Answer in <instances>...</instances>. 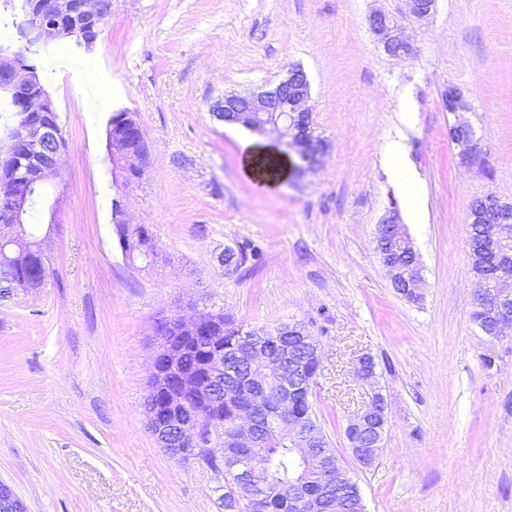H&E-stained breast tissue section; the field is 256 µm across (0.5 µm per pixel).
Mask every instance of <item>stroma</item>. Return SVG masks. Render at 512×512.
I'll use <instances>...</instances> for the list:
<instances>
[{
	"mask_svg": "<svg viewBox=\"0 0 512 512\" xmlns=\"http://www.w3.org/2000/svg\"><path fill=\"white\" fill-rule=\"evenodd\" d=\"M403 0H112L94 51L52 45L39 62L67 141L56 224H38L44 288L0 301V481L27 512H224V475L157 447L144 413L157 321L224 311L252 328L297 320L322 344L314 401L367 512H512V340L472 322L466 244L474 197L512 201V0H436L394 59L367 24ZM311 81L321 166L270 189L243 171L239 130L210 107L270 86L292 65ZM451 86L468 99L451 113ZM135 112L147 159L122 187L106 154L112 112ZM472 126L478 154L450 141ZM402 132L425 223L407 231L423 298L396 293L376 252L403 200L382 167ZM150 228L159 258L129 261L112 223ZM255 255L225 276L228 247ZM384 447L361 466L344 435L372 389ZM448 136L461 152L462 159L471 161L476 155V141L474 131L467 124H456L449 128Z\"/></svg>",
	"mask_w": 512,
	"mask_h": 512,
	"instance_id": "1",
	"label": "stroma"
}]
</instances>
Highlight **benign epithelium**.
I'll use <instances>...</instances> for the list:
<instances>
[{"mask_svg":"<svg viewBox=\"0 0 512 512\" xmlns=\"http://www.w3.org/2000/svg\"><path fill=\"white\" fill-rule=\"evenodd\" d=\"M22 21L19 25L22 44L0 48V91L12 100L21 112H32L35 118L22 127L20 135L7 133L8 146L0 159L11 167V176L0 181V279L11 275L14 266L26 262L33 255L43 254L44 239L28 233L26 216L32 203L44 199L48 187L61 186L65 180L63 155L65 149L53 128L42 122L41 116L56 112L48 91L37 87L35 68L26 62V53L32 47L43 49L64 40H76L90 49L97 45L99 26L112 10V0H20ZM436 0H405L406 15L422 21L435 10ZM371 31L383 51L393 58L408 57L413 53V43L403 32L396 16L385 11H375L368 17ZM308 76L299 65L288 70L286 78L272 87H260L243 93H229L217 100L211 108L216 120L225 124L241 125L249 130L274 133L286 149L292 150L305 163V169L314 171L320 165L328 145L313 134L312 115L305 107L309 97ZM448 112L467 109L464 92L448 87L443 98ZM448 136L460 149V156L471 161L476 155L474 131L467 124L449 128ZM112 159L124 170L139 173L143 170L146 155L133 147L112 142ZM471 219L498 225L500 236L512 232V202L492 194L476 196L471 202ZM402 233L401 218L396 210H388L376 229V251L387 275L393 267L387 253L381 251L383 238H395ZM496 286L490 288L479 281L475 303L489 304L496 313L495 320L483 334L492 342L507 339L512 331V245L505 247L496 241ZM424 282L420 271L405 277L399 293L411 302L421 299ZM171 326L185 333L203 338L216 349L203 371L212 377H226L227 387L235 391L238 385L250 388L248 404L234 415L231 426L237 433L234 447L253 448L254 429L266 423L270 433L296 443L295 452L304 469L323 475L320 501L303 490L293 494L301 503L303 512H317L318 503H324L326 512H337L338 501L328 493L329 459L321 448L323 433L318 421L303 422L300 411V375L306 370L307 360L288 351L286 358L293 367L290 375L280 374L273 382L254 375V369H267L269 338L290 333L298 337L308 356L315 364L321 363V346L305 325L291 321L282 322L272 330L241 327L238 331V350L235 363L224 366V337L210 335L206 315L197 313L187 320L180 315L169 319ZM373 360L364 354L357 360L356 377L371 382ZM209 388L199 384L195 372L184 367L180 354L173 349L171 338H157L156 351L151 363L150 394L145 403L148 429L156 443L173 457L189 453L204 458L210 456L208 445L224 434V414L218 413L202 419L194 402L207 397ZM373 421L378 435L364 448L356 444V437L363 426ZM386 425V405L380 393H373L364 410L347 420L345 437L356 460L371 465L383 447ZM0 512H26L22 501L13 491L0 482Z\"/></svg>","mask_w":512,"mask_h":512,"instance_id":"7a95c632","label":"benign epithelium"}]
</instances>
